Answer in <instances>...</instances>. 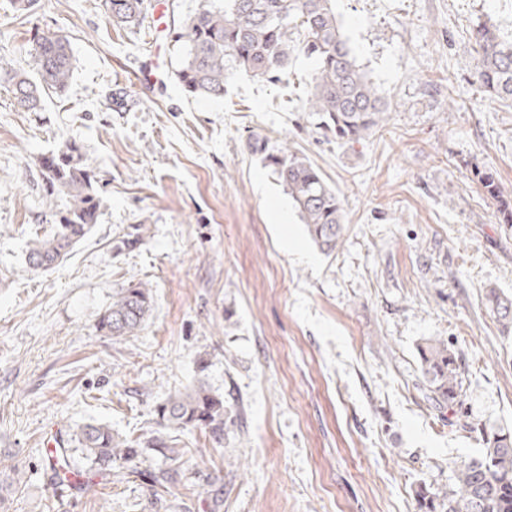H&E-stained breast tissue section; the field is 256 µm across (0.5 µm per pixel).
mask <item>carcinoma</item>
Returning a JSON list of instances; mask_svg holds the SVG:
<instances>
[{
    "label": "carcinoma",
    "instance_id": "cac0c4a2",
    "mask_svg": "<svg viewBox=\"0 0 512 512\" xmlns=\"http://www.w3.org/2000/svg\"><path fill=\"white\" fill-rule=\"evenodd\" d=\"M335 0H202L197 11L174 32L181 43L182 61L177 76L186 92L199 97L224 96V84L244 71L258 79L282 80L292 54L314 63L312 86L304 111L325 135L344 143L356 142L382 126L385 102L357 64L336 17ZM112 23L119 28L141 24L147 0H105ZM476 72L480 85L492 97L512 100V40L490 26L474 35ZM27 68L0 67V82L8 84L15 104L25 112H39L46 92H64L73 74V53L66 36L43 33L28 52ZM269 166L288 189L308 235L327 256L341 242L344 209L335 189L306 158L284 148L268 157ZM49 207L63 201L53 234L28 242L27 259L35 270H49L97 224L101 200L96 174L84 161L75 141L60 146L41 162ZM478 184L497 204L503 223H512V197L505 194L490 170L474 168ZM487 308L502 327L512 330V298L496 288L486 293ZM153 295L140 283L119 289L99 319V330L123 338L141 331L152 311ZM426 398L438 410H448L456 423L482 436L485 448L454 466L448 496L439 500L417 491L421 512H512V431L487 432L464 420L462 375L464 358L448 341L429 338L418 346ZM160 433L147 441L121 438L103 423H87L74 434L81 456H57L56 478L80 477L86 471L106 470L115 464L139 474L149 455L176 463L183 457L171 433L190 428L205 432L218 447L227 425L224 395L204 381L168 395L155 407ZM162 499L174 481L172 470L144 472Z\"/></svg>",
    "mask_w": 512,
    "mask_h": 512
}]
</instances>
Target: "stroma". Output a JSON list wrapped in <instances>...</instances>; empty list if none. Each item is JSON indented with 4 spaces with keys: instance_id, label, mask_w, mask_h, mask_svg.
Returning <instances> with one entry per match:
<instances>
[{
    "instance_id": "stroma-1",
    "label": "stroma",
    "mask_w": 512,
    "mask_h": 512,
    "mask_svg": "<svg viewBox=\"0 0 512 512\" xmlns=\"http://www.w3.org/2000/svg\"><path fill=\"white\" fill-rule=\"evenodd\" d=\"M135 28L105 0H0V66L20 68L36 35H66L73 78L39 112L0 84V450L20 484L5 512H211L189 489L219 481L221 512H418L444 496L479 434L427 400L418 346L463 354L466 410L512 429V332L485 305L512 296V229L472 176L512 193V103L480 90L473 31L512 35V0H336L357 59L387 104L356 143L326 140L303 112L313 63L293 56L273 84L233 75L223 98L188 95L173 27L200 0H158ZM79 142L101 215L53 270L26 244L52 233L40 160ZM285 148L318 167L345 211L321 253L264 157ZM143 239L124 241L135 226ZM153 294L143 331L98 328L115 291ZM205 380L232 418L214 450L178 434L179 481L154 506L125 469L92 490L56 484L47 441L88 422L129 438L156 430L157 403Z\"/></svg>"
}]
</instances>
